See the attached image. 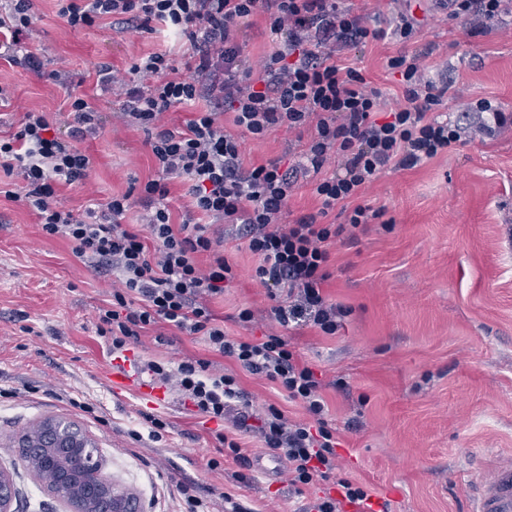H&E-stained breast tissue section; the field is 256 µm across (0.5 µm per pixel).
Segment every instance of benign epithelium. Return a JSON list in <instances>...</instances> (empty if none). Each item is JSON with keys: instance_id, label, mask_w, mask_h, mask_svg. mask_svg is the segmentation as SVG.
Here are the masks:
<instances>
[{"instance_id": "7a95c632", "label": "benign epithelium", "mask_w": 512, "mask_h": 512, "mask_svg": "<svg viewBox=\"0 0 512 512\" xmlns=\"http://www.w3.org/2000/svg\"><path fill=\"white\" fill-rule=\"evenodd\" d=\"M20 461L33 470H49L48 493L66 512H139L136 497L118 490L104 473L94 439L74 423L45 417L12 442ZM17 491L11 470L0 461V512H15Z\"/></svg>"}]
</instances>
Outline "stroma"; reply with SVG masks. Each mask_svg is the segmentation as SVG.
<instances>
[{
	"mask_svg": "<svg viewBox=\"0 0 512 512\" xmlns=\"http://www.w3.org/2000/svg\"><path fill=\"white\" fill-rule=\"evenodd\" d=\"M346 2L385 32L342 57L382 89L381 111L405 102L387 58L422 51L428 77L445 90L437 110L449 121L478 127V114L465 107L482 98L512 119V17L471 37L458 21H441L437 0ZM59 8V0H36L27 42L45 63L65 59L66 76L54 81L0 60V134L30 111L51 113L57 130H65L73 94L97 106L102 127L85 144L93 158L89 177L58 192L62 206L78 209L158 176L145 133L115 120L124 97L101 92V66L127 69L166 50L183 75L189 52L109 18L72 28ZM404 9L420 23L408 42L393 34ZM309 139L306 129L242 138L244 162L277 159L292 168ZM359 201L383 215L357 238L343 235L330 247L326 294L348 310L336 335L284 328L271 318L268 291L253 277L258 258L229 224L224 254L238 275L210 305L229 337L282 336L314 369L326 419L341 442V474L371 490L373 512H471L472 492L493 462L512 457V127H478L447 154L412 169L385 170ZM108 297L106 273L86 268L67 241L42 234L34 212L0 196V460L13 461L9 441L53 415L94 438L106 474L136 495L141 512H182L185 485L195 486L209 512H224L226 492L257 512H303L326 491L320 482L298 493L284 469L259 470L270 453L252 433L242 436L251 468L228 457L223 469L208 470L217 455L216 422L194 415L174 393L156 408L113 392L117 363L96 334L97 310ZM244 308L254 322L236 321ZM156 333L133 345L128 359H210L237 372L254 405L272 403L290 419H305L299 403L238 371L202 337L164 323ZM87 403L92 412L84 411ZM145 412L166 421L161 440L143 435ZM14 477L18 512H64L23 464L16 463Z\"/></svg>",
	"mask_w": 512,
	"mask_h": 512,
	"instance_id": "stroma-1",
	"label": "stroma"
}]
</instances>
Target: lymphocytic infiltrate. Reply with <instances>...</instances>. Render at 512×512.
Masks as SVG:
<instances>
[{
  "instance_id": "1",
  "label": "lymphocytic infiltrate",
  "mask_w": 512,
  "mask_h": 512,
  "mask_svg": "<svg viewBox=\"0 0 512 512\" xmlns=\"http://www.w3.org/2000/svg\"><path fill=\"white\" fill-rule=\"evenodd\" d=\"M34 2L0 0V58L62 79L64 69L45 70L40 55L25 44ZM447 6L452 19L478 16L484 25L512 15V0H448ZM59 14L74 28L109 17L189 45L185 77L174 76L162 52L126 71L110 65L99 71L103 91L123 92L117 116L144 131L160 176L136 198L126 192L81 210L60 206L56 186L87 178L93 159L82 144L100 125L98 111L75 95L66 135L53 132L48 113L27 112L8 138H0V172L12 185L6 198L34 212L44 235L67 240L85 266L114 273L96 325L110 355L122 357L162 321L203 337L240 370L276 384L303 405L309 417L305 423L290 420L276 405L264 406L259 432L265 447L285 461L291 486L335 485L336 494L316 497L308 512H342L346 505L367 512V489L336 474L339 440L324 419L326 402L314 370L282 337L229 338L209 301L237 277L222 250L224 227L234 224L259 259L254 277L269 290L271 318L284 328L294 324L336 333L346 311L325 293L330 246L345 229H359L380 216L359 204L361 191L383 170L415 167L462 139L461 126L431 115L441 93L425 77L423 55L388 58V69L401 77L406 104L382 122L377 118L381 90L361 70L340 62L342 52L379 33L343 0H64ZM257 14L264 15L273 40L252 65L238 35ZM200 99L207 101L206 109L169 125L171 107ZM224 111L232 113L238 134L225 130L220 121ZM305 128L311 136L296 170L320 176L330 164L334 171L328 178L320 176L314 187L321 201L318 214L287 223L289 173L272 160L245 166L239 138L260 140L275 129ZM173 178L188 181L191 209L203 216V223H173L168 201ZM345 202L353 205L348 227L327 223L330 210ZM135 205L142 209L139 231L121 223ZM202 254L207 263L199 262ZM141 369L206 420L223 421L231 407H239L235 426L248 429L250 400L236 375L210 359L188 356L174 366L148 360Z\"/></svg>"
}]
</instances>
